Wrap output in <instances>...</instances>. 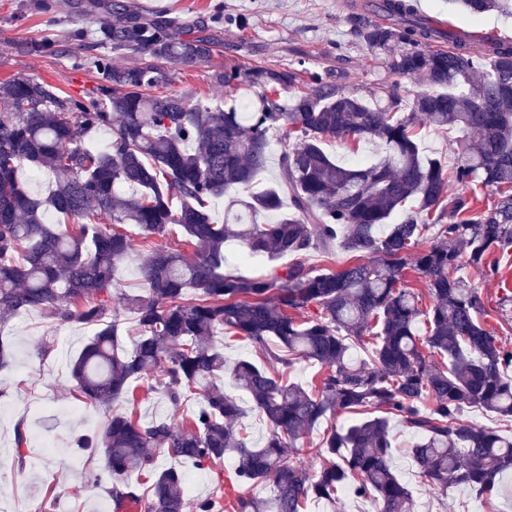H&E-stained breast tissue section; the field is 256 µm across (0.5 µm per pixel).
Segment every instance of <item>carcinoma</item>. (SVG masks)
I'll list each match as a JSON object with an SVG mask.
<instances>
[{
	"mask_svg": "<svg viewBox=\"0 0 512 512\" xmlns=\"http://www.w3.org/2000/svg\"><path fill=\"white\" fill-rule=\"evenodd\" d=\"M457 3L476 22L491 12L512 17V0ZM349 23L360 42L385 55L391 73L419 83L412 97L385 88L359 95L347 90L341 70L318 72L299 57L286 67L215 73L226 92L253 90L251 112L192 104L160 92L172 79L166 64L194 67L211 43L189 30L172 34L181 26L176 17L136 15L98 28L92 58L74 57L98 74L91 93L64 95L33 76L0 85V319L33 309L93 327L71 380L79 397L109 409L162 362L159 385L171 405L203 391L182 424L125 412L109 416L98 434L73 437L76 450L104 453V468L89 481L106 487L118 512L144 498L146 512H215L209 499L186 502L174 468L158 472L144 492L130 482L160 456L199 468L231 458L240 483H272V498L240 496L234 512H304L309 499L334 503L346 487L372 496L379 512H411L412 493L392 467L395 420L414 430L411 454L439 491L465 486L490 495L512 469V437L462 415L480 407L512 418V378L505 376L512 348L485 328L481 294L458 275L466 264L496 275L491 252L512 248V38L423 17L415 0H368ZM27 49L61 52L50 40ZM118 51L143 62L114 66ZM421 122L462 133L452 170L423 154ZM100 129L112 140L93 151L87 140ZM274 132L287 146L275 185L258 189ZM332 137L373 140L381 156L339 164L323 147ZM25 165L55 175L47 196L31 195L19 181ZM125 186L133 192L121 193ZM476 187L495 195L479 212ZM233 188L249 195L230 201L217 224L209 200ZM49 213L72 221V229L46 223ZM430 223L437 232L423 247ZM118 224L134 225L146 239L178 225L185 237L176 249L153 246L140 268L145 294L127 298L139 325L128 350L112 314L115 272L131 250ZM232 240L247 257L291 261L249 277L227 274L224 243ZM335 243L354 261L337 270L308 263L310 252ZM407 268L427 283L425 313L404 284ZM422 315L424 340L416 334ZM373 329L369 359L354 361L351 343ZM220 331L248 337L282 366L242 359L230 369L270 426L261 448L247 444L240 404L210 383L225 369L215 344ZM271 338L288 356L267 347ZM298 359L324 369L312 390L287 381ZM344 413L362 418L327 432L317 470L290 460L288 449L321 419Z\"/></svg>",
	"mask_w": 512,
	"mask_h": 512,
	"instance_id": "cac0c4a2",
	"label": "carcinoma"
}]
</instances>
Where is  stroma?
<instances>
[{"label":"stroma","instance_id":"35a3bbf8","mask_svg":"<svg viewBox=\"0 0 512 512\" xmlns=\"http://www.w3.org/2000/svg\"><path fill=\"white\" fill-rule=\"evenodd\" d=\"M136 15L145 18L176 17L198 36L213 42L207 63L193 68L174 66V78L166 91L190 103L219 101L247 111L254 95L242 87L231 95L217 90L215 71L234 63L287 66L296 56L306 58L310 68H340L349 89L359 93L378 86L410 97L416 81L390 73L383 57L359 43L350 32L347 16L353 0H125ZM421 14L442 18L460 28L478 27L489 34L512 37V19L497 14L472 21L448 0H417ZM105 9L90 10L88 0H0V82L19 75H36L67 94L78 96L95 89L98 78L91 65L76 66L70 54L92 56L87 42L74 40L77 31H93ZM50 38L66 45L62 56L28 54L32 40ZM133 252L116 273L119 299L112 307L121 316L124 344L137 334L136 315L121 300L122 295L141 294L140 266L146 253L138 230L130 232ZM498 275L464 267L467 277L481 293L488 316L486 326L500 342L512 347V304H504L506 282H512V258L496 252ZM93 329L78 322L60 323L40 311L29 310L0 324V339L8 343L11 363L0 370V512H115L102 489L91 486L86 474L102 469V455L80 457L71 450L70 439L79 432H99L108 411L136 409L140 419L190 417L199 400L191 397L172 407L156 387V376L136 382V404L114 403L112 409L75 398L71 393L70 365ZM24 427L28 442L15 446V430ZM393 468L413 495L411 512H512V471L505 472L496 491L480 498L463 488L441 493L429 489L409 450L415 435L395 425ZM177 467L184 475L188 501L209 498L220 512H233L239 496L267 497L269 484H239L233 461L221 467L198 469L186 462L173 463L159 457L158 469Z\"/></svg>","mask_w":512,"mask_h":512}]
</instances>
